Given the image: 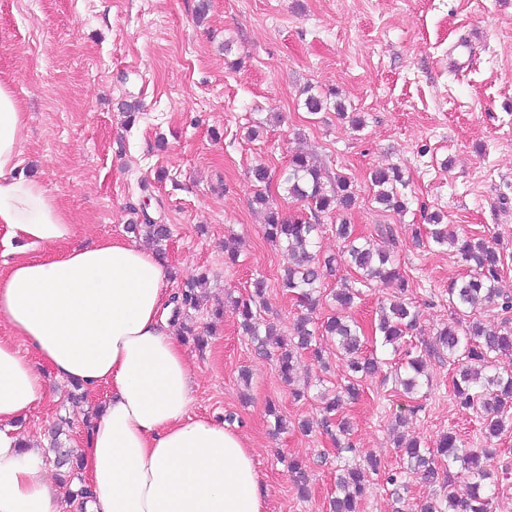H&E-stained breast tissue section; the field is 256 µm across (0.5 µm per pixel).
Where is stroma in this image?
Masks as SVG:
<instances>
[{"label":"stroma","mask_w":512,"mask_h":512,"mask_svg":"<svg viewBox=\"0 0 512 512\" xmlns=\"http://www.w3.org/2000/svg\"><path fill=\"white\" fill-rule=\"evenodd\" d=\"M474 31L483 41L472 64L449 70V49ZM0 73L29 115L22 172L56 196L80 242L127 237V224L147 219L170 225V292L204 274L209 300L224 301L223 319L189 313L208 336L204 348L184 346L194 379L190 413L231 418L254 448L265 512H325L337 468L371 455L381 473L360 512H420L429 489L416 475L402 488L383 478L403 465L391 432L399 417L405 435L427 443L447 431L488 448L496 512H512V429L485 440L478 414L453 399V364L428 349L451 319L448 285L466 268L455 252L417 239L434 211L459 230L496 237L499 286L512 294V0H0ZM309 89L336 93L344 114L307 112ZM125 103L139 108L134 123L125 121ZM299 149L352 182L357 201L346 218L358 234L393 227L406 296L423 312L408 342L426 360L430 388L414 398L395 389L389 375L398 361L381 352V372L340 412L351 423L350 452L319 424L320 393L349 378L334 340H321L327 368L301 356L285 384L231 305L264 276L262 315L291 331L299 308L279 286L287 256L263 234L250 171L265 164L278 209L308 215L280 185ZM394 165L407 182L400 215L374 202L369 181L371 170ZM231 237L240 242L233 265L224 261ZM49 386L48 401L14 429L44 448L48 429L66 418L62 441L80 448L105 393L69 403L67 384ZM294 386L305 398L293 399ZM272 405L287 431L275 432ZM303 419L314 424L310 434L297 427ZM293 460L309 471V498L292 482Z\"/></svg>","instance_id":"35a3bbf8"}]
</instances>
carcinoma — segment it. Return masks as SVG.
<instances>
[{"label": "carcinoma", "instance_id": "cac0c4a2", "mask_svg": "<svg viewBox=\"0 0 512 512\" xmlns=\"http://www.w3.org/2000/svg\"><path fill=\"white\" fill-rule=\"evenodd\" d=\"M370 183L373 200L386 210L402 213L406 210V198L398 189L404 185L401 171L396 167L379 168L371 171ZM283 184L288 195L307 204L310 215L285 216L273 206L268 193L256 190L252 205L264 214V235L288 252L289 263L283 270L280 288L293 297L301 308L290 333V339L277 342L276 361L281 378L288 382L298 364L301 350L310 352L314 360L322 362V347L319 337L326 334L336 338V348L352 371V378L341 390L331 396H322V425L326 432L336 427L341 436L350 434L346 422L339 419V408L344 398L358 399L360 382L379 369L377 359L362 354L365 330L355 319H348L344 312L362 299V288L373 281L399 289L409 287L407 278L396 261V238L392 227L377 226L376 232L385 246L379 247L374 240L354 233L346 220L336 225V235L342 239L338 256L321 255L314 251L320 229L318 215L329 212H347L356 201L353 185L347 177L331 176L322 172L306 153L291 157L283 175ZM427 228L428 243L438 248H451L470 268V274L451 282L448 286V302L456 318L435 333L430 346L432 351L448 356L458 366V376L452 380L454 400L463 408H469L482 417L485 436L496 438L506 425H512V368H497L496 357H512V323L507 321L499 331H487L477 313L485 307L494 306L505 313L512 311V295H505L498 287L500 267L503 266L497 242L475 238L458 233L443 223V215L430 214ZM127 230L138 235L145 233L160 246L170 238L167 224L148 221L144 224H129ZM344 267L353 272V277H341L331 293L336 302V314L317 322L314 314L321 306L323 280L337 275ZM266 282L256 278L252 291L245 298L234 301L240 318V327L251 339L264 347L273 336L281 335L280 329L268 322H257L265 302ZM175 302L174 321L181 313L200 306L194 285L189 284L173 296ZM421 313L417 306L405 300H393L379 307L378 318L374 321L372 335L380 336L382 344L393 352L403 355L410 373L395 376V386L406 394L417 392L421 386L419 377L424 372L422 356L413 355L407 348L406 336L417 328ZM63 425H56L49 434L48 453L59 469L74 470L81 466V460L73 449L67 448L60 440ZM407 469L389 473L386 482L391 485L403 484L407 474H418L429 483L443 484V494H432L421 505V512H493L492 482L481 458L483 449L468 448L452 433L440 437L434 448H426L421 441L397 439ZM293 482L300 497L309 496V475L299 462L289 465ZM463 480L468 488L467 497L461 498L456 492L457 480ZM366 493L364 472L358 468H344L336 475V493L329 500V512H359V505Z\"/></svg>", "mask_w": 512, "mask_h": 512}]
</instances>
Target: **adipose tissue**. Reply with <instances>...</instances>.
<instances>
[{"label": "adipose tissue", "instance_id": "ef3b65f1", "mask_svg": "<svg viewBox=\"0 0 512 512\" xmlns=\"http://www.w3.org/2000/svg\"><path fill=\"white\" fill-rule=\"evenodd\" d=\"M27 116L0 77V512H61L41 454L11 427L49 394L45 371L107 399L80 448L90 512H264L244 437L189 413L193 377L174 333L162 258L124 239L77 242L78 227L23 176ZM59 253L37 256V249Z\"/></svg>", "mask_w": 512, "mask_h": 512}]
</instances>
